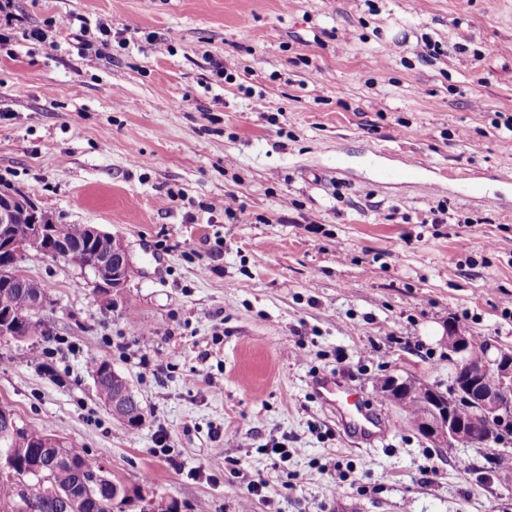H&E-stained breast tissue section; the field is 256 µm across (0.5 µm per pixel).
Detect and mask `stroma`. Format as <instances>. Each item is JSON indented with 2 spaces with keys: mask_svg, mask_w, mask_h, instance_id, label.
Here are the masks:
<instances>
[{
  "mask_svg": "<svg viewBox=\"0 0 512 512\" xmlns=\"http://www.w3.org/2000/svg\"><path fill=\"white\" fill-rule=\"evenodd\" d=\"M69 15L85 30H59ZM425 39L440 56H418ZM509 122L512 0H11L0 192L116 236L133 274L106 295L27 253L45 333L0 345V404L178 512H241L257 481L252 512H512V469L436 447L378 389L447 390L452 321L512 348V212L478 201L512 198ZM417 158L432 171L383 179ZM227 195L234 216L210 211ZM103 360L139 427L100 402ZM324 373L360 389L384 441L345 436ZM413 378L388 375L380 381V389L395 405L403 404L412 395Z\"/></svg>",
  "mask_w": 512,
  "mask_h": 512,
  "instance_id": "stroma-1",
  "label": "stroma"
}]
</instances>
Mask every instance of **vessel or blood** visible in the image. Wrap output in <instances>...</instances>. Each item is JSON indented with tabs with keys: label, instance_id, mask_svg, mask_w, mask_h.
<instances>
[{
	"label": "vessel or blood",
	"instance_id": "1",
	"mask_svg": "<svg viewBox=\"0 0 512 512\" xmlns=\"http://www.w3.org/2000/svg\"><path fill=\"white\" fill-rule=\"evenodd\" d=\"M317 388L327 404L346 407L341 426L355 443L371 445L386 438L389 425L367 410L357 388L338 384L328 376L319 380Z\"/></svg>",
	"mask_w": 512,
	"mask_h": 512
}]
</instances>
